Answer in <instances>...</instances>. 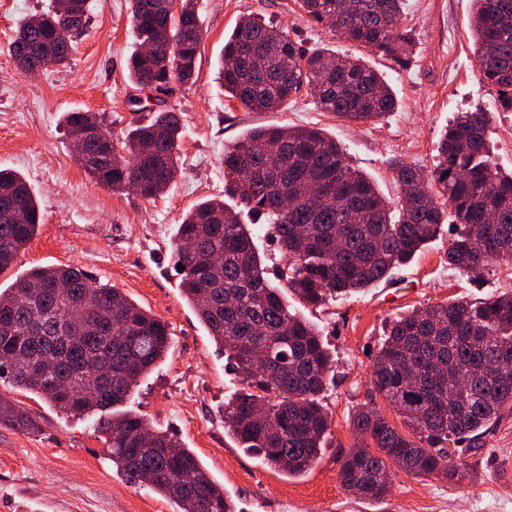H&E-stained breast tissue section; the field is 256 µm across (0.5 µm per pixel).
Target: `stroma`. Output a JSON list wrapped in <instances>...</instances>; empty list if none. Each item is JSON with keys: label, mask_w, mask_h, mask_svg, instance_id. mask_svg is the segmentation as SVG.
I'll return each mask as SVG.
<instances>
[{"label": "stroma", "mask_w": 512, "mask_h": 512, "mask_svg": "<svg viewBox=\"0 0 512 512\" xmlns=\"http://www.w3.org/2000/svg\"><path fill=\"white\" fill-rule=\"evenodd\" d=\"M51 0H0V167L21 173L37 196L43 219L0 290L36 266L76 264L115 285L134 303L166 321L171 347L141 381L128 411L144 416L191 448L239 512H512V412L465 455L461 478L395 472L388 495L368 502L340 483L343 455L359 445L349 425L372 404L391 424L400 418L373 394L374 351L390 322L407 311L449 299L512 293V265L492 263L479 281L449 267L450 229L384 283L300 312L336 354V385L324 405L332 433L320 461L291 478L245 453L224 432V403L240 387L223 349L186 304L173 257L174 236L195 204L224 196V152L256 126H307L336 139L353 166L379 191L396 198L390 163L401 159L431 174L438 139L456 113L483 110L489 118L494 162L512 170V112L475 69L469 20L472 0H407L401 26L414 39L410 68L363 50L398 100L395 112L374 124L349 122L321 111L304 91L277 112H248L217 80L224 37L245 15L263 16L307 49L348 46L308 21L299 0H199L203 38L195 78L171 80L164 108L182 115L181 169L156 198L117 193L95 183L78 165L62 115L89 110L111 121L114 134L147 122L134 111L140 92L127 78L137 45L128 0H87L89 22L67 66L20 74L9 44L21 20L47 10ZM0 398L42 425L27 434L0 425V512H176L174 503L128 483L89 418L61 416L36 395L0 379Z\"/></svg>", "instance_id": "35a3bbf8"}]
</instances>
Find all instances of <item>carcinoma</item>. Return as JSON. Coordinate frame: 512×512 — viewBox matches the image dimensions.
<instances>
[{"label": "carcinoma", "mask_w": 512, "mask_h": 512, "mask_svg": "<svg viewBox=\"0 0 512 512\" xmlns=\"http://www.w3.org/2000/svg\"><path fill=\"white\" fill-rule=\"evenodd\" d=\"M85 0H52L44 16L69 18ZM404 0H301L309 20L350 45L412 64L411 35L400 29ZM471 37L481 83L498 89L512 109V0H473ZM198 0H130L132 33L159 52L135 51L129 76L138 89L161 92L173 78L191 81L202 39ZM66 48L24 21L9 52L24 75L68 63ZM218 80L249 112H277L302 87H320L325 112L351 122H376L396 101L386 80L361 56L330 48L307 51L288 32L243 16L224 39ZM68 134L98 125L76 157L96 183L113 191L134 181L144 198L157 197L180 171L181 114L154 111L122 137L95 112L64 115ZM486 113L459 112L437 147L432 173L396 159L399 188L391 201L352 166L336 140L310 127L249 129L224 152V177L242 210L274 230L287 258L284 288L270 284L240 212L209 199L178 224L174 251L184 266L179 287L213 341L233 359L242 388L224 403V429L239 448L288 475L307 473L331 435L323 405L336 359L317 327L282 300L281 290L321 305L387 278L411 261L446 223L456 227L448 265L476 278L490 262L512 264V173L491 160ZM246 167V181L238 170ZM331 192L301 200L288 212L280 198L297 186ZM40 204L26 181L0 169V273L36 235ZM168 324L78 265L39 266L0 291V377L37 394L58 412L98 416L112 464L128 482L174 502L179 512H238L224 486L174 436L142 417L114 416L141 379L168 354ZM512 293L480 301L455 299L399 315L372 361L373 391L394 406L399 432L364 405L350 419L365 443L342 457L343 488L380 500L389 467L416 476L462 475V448L474 449L502 411L512 410ZM261 408L264 414L255 415ZM29 433L38 423L0 398V425Z\"/></svg>", "instance_id": "obj_1"}]
</instances>
